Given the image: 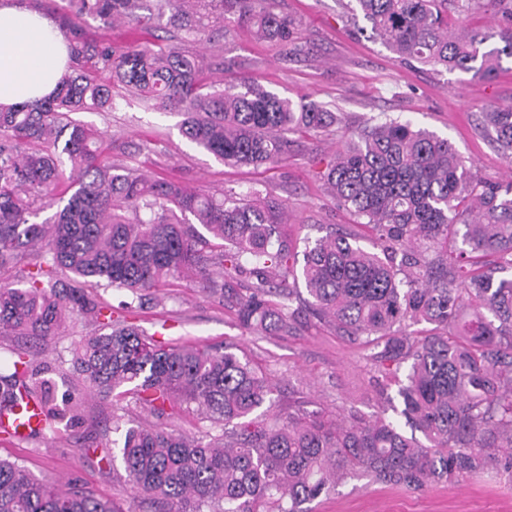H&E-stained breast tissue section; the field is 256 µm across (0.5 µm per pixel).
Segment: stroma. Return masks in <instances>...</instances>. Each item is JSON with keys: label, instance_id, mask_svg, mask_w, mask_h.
Segmentation results:
<instances>
[{"label": "stroma", "instance_id": "stroma-1", "mask_svg": "<svg viewBox=\"0 0 512 512\" xmlns=\"http://www.w3.org/2000/svg\"><path fill=\"white\" fill-rule=\"evenodd\" d=\"M354 0H280L283 12L301 26L297 39L302 53L284 60L280 46L257 42L250 28L229 23L215 40L193 44L206 53L211 43L235 60L238 71L269 90L293 101L322 103L339 113L342 122L324 131L294 134L288 152L276 163L258 167L231 166L215 159L184 138L176 111H158L144 101L116 93L109 112H83L80 120L101 131L102 152L113 161L139 168L153 178L181 182L212 193L242 194L265 185L288 206V229L294 238H317L333 227L357 234L365 249L373 235L353 216L339 209L319 176L329 156L357 135L366 121L402 117L419 128L448 138L479 178L499 181L512 175L501 150L482 130V115L493 107L512 104V59H504L495 79L482 82L458 71L436 72L408 66L373 38L365 20L347 22L345 5ZM129 322L147 333L163 331L172 345L195 343L207 347L232 346L240 356L264 369L275 391L277 411L292 413L326 410L347 417H378L414 435L401 413L398 391L406 381L400 368L386 387H379L371 351L318 323L301 310V324L289 335H258L242 330L233 312L212 301L187 282L156 292L143 308L125 310ZM95 323L73 313L66 329L39 348L48 374L61 379L71 372L72 353ZM83 414L59 437L13 439L0 437V457L18 461L39 478L61 489L77 487L112 499L122 512H148L143 497L134 495L124 469L99 468L88 447L112 439L105 421L108 400L73 388ZM309 512H512V481L507 477L439 483L422 491L386 485L359 477L337 486L308 505Z\"/></svg>", "mask_w": 512, "mask_h": 512}]
</instances>
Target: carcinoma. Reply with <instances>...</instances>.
I'll return each instance as SVG.
<instances>
[{
	"label": "carcinoma",
	"instance_id": "obj_1",
	"mask_svg": "<svg viewBox=\"0 0 512 512\" xmlns=\"http://www.w3.org/2000/svg\"><path fill=\"white\" fill-rule=\"evenodd\" d=\"M155 2L181 46L118 49L87 36L88 18L106 29L118 20L149 28L154 9L146 0H68L65 10L29 0L58 23L70 71L48 95L0 109V271L27 255L36 267L22 281H0V337L47 341L77 311L100 327L73 353L86 390L130 395L158 416L192 413L221 427L196 438L113 421L118 438L92 453L106 469L121 462L154 512H307L304 504L360 476L412 490L489 470L512 478V278L466 270L491 254L512 265V178L474 180L448 139L408 121L367 126L337 150L322 179L338 207L372 226L379 251L334 231L299 252L282 229L286 204L266 190L217 196L116 165L98 153L100 133L73 118L112 111L116 87L179 111L182 136L227 164L275 162L288 134L336 123L325 106L294 103L244 76L208 83L205 72L230 73L234 64L182 47L233 20L292 59L302 48L279 0ZM356 2L405 64L490 81L502 58H512V0H487L503 24L496 33L448 28L450 0ZM91 66L108 82L92 77ZM486 132L511 160L512 105L486 113ZM64 178L74 188L66 199L54 195ZM458 235L450 259L448 237ZM63 271L73 278L53 283ZM183 279L232 311L240 328L276 335L294 329L289 303L303 284L314 315L373 346L381 376L410 363L401 414L428 444L381 418L277 413L273 384L248 360L227 348L168 345L106 314L88 293L105 281L141 306L151 291ZM421 323L431 330L413 336ZM15 355L13 371L0 373V418L16 419L33 405L42 415L36 435L79 418L80 406L66 395L57 400L55 382L28 348ZM0 512L119 509L0 458Z\"/></svg>",
	"mask_w": 512,
	"mask_h": 512
}]
</instances>
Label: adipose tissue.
<instances>
[{"mask_svg": "<svg viewBox=\"0 0 512 512\" xmlns=\"http://www.w3.org/2000/svg\"><path fill=\"white\" fill-rule=\"evenodd\" d=\"M67 70L66 41L54 19L22 0H0V105L49 93Z\"/></svg>", "mask_w": 512, "mask_h": 512, "instance_id": "obj_1", "label": "adipose tissue"}]
</instances>
